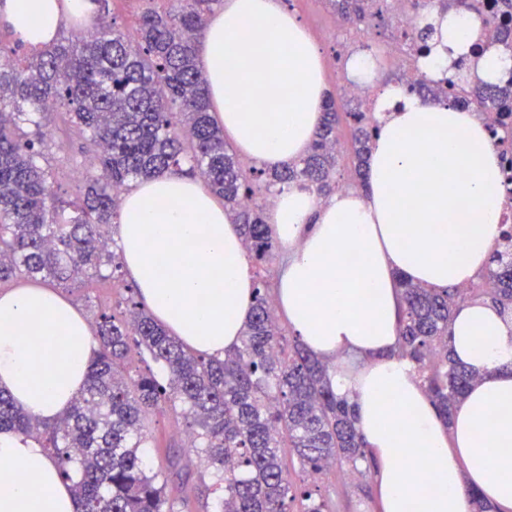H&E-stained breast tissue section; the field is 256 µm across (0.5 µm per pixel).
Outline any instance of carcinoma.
Masks as SVG:
<instances>
[{"instance_id":"1","label":"carcinoma","mask_w":512,"mask_h":512,"mask_svg":"<svg viewBox=\"0 0 512 512\" xmlns=\"http://www.w3.org/2000/svg\"><path fill=\"white\" fill-rule=\"evenodd\" d=\"M130 42L112 19L89 33L58 34L17 60L0 51V289L27 282L63 286L80 277L109 279L126 304L123 315L102 312L93 328L100 345L86 386L70 408L39 420L0 391V431L33 438L49 450L72 482L79 512H186L167 494L191 478L182 458L165 470L148 468L141 449L152 435L146 416L179 410L190 447L219 475L216 512H288L300 497L304 512H330L325 502L294 485L280 452L290 448L311 475L343 463L359 471L367 461L353 406L332 389L329 366L296 338L287 340L271 298L276 242L265 221V198L292 185L328 195L336 189V126L331 102L305 157L281 170L245 166L210 114L197 41L224 0H147ZM345 20L376 0H328ZM500 21L483 24L492 44L512 52V0L486 4ZM450 93L424 85L422 97L462 103L485 120L494 142L512 146V84L450 79ZM64 112L93 156L75 202L53 192L55 173L40 164L51 136V115ZM356 164L352 183L366 186L367 160L378 125L365 112H348ZM163 171L201 177L224 199L241 227L256 268L251 316L238 346L224 358L185 346L151 317L137 288L118 272L109 228L121 196ZM488 300L512 310V225H503L491 265L478 276ZM402 288L398 353L416 367L443 420L476 381L453 356L449 323L473 297L460 287L426 288L399 278ZM148 355L166 374L132 370Z\"/></svg>"}]
</instances>
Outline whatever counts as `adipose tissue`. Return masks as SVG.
<instances>
[{"label": "adipose tissue", "instance_id": "obj_1", "mask_svg": "<svg viewBox=\"0 0 512 512\" xmlns=\"http://www.w3.org/2000/svg\"><path fill=\"white\" fill-rule=\"evenodd\" d=\"M76 20L94 24L88 0H0V23L31 47ZM427 21L434 44L421 65L435 75L467 51L480 22ZM199 56L210 112L242 158L274 170L307 154L329 88L321 49L281 0H224ZM377 105L366 188L323 199L292 186L271 207L276 305L318 358L354 359L331 381L378 463L381 512H472L476 497L512 512V324L488 303L457 310L453 353L478 380L447 422L397 353L398 277L446 288L488 265L505 209L497 150L471 112L448 102L390 85ZM118 243L172 335L211 356L238 344L253 281L238 225L201 181L169 171L137 182L122 199ZM98 349L86 317L50 288L0 293V389L31 415L65 412ZM0 467L23 475L0 479V512H77L70 481L36 440L0 432Z\"/></svg>", "mask_w": 512, "mask_h": 512}]
</instances>
